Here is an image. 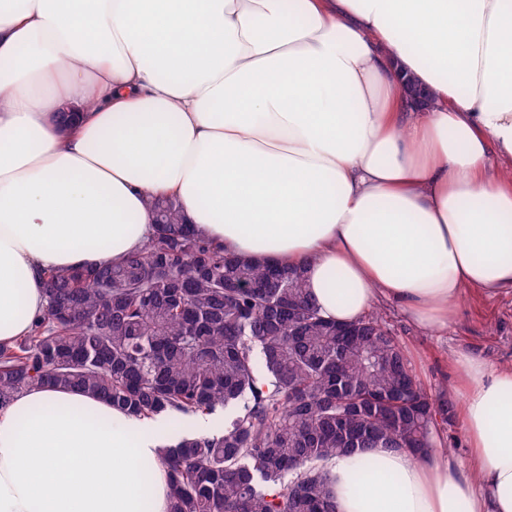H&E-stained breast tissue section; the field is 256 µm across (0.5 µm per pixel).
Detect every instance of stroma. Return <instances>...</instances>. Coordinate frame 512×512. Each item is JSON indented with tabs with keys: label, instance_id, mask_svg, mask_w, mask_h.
I'll use <instances>...</instances> for the list:
<instances>
[{
	"label": "stroma",
	"instance_id": "stroma-1",
	"mask_svg": "<svg viewBox=\"0 0 512 512\" xmlns=\"http://www.w3.org/2000/svg\"><path fill=\"white\" fill-rule=\"evenodd\" d=\"M369 313L383 319L404 347L413 374L432 396L452 397L457 351L472 352L493 365H512V295L466 298L456 323L442 334L415 328L393 305L378 304Z\"/></svg>",
	"mask_w": 512,
	"mask_h": 512
}]
</instances>
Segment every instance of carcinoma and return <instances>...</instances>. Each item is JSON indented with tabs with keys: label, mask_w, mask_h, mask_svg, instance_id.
Segmentation results:
<instances>
[{
	"label": "carcinoma",
	"mask_w": 512,
	"mask_h": 512,
	"mask_svg": "<svg viewBox=\"0 0 512 512\" xmlns=\"http://www.w3.org/2000/svg\"><path fill=\"white\" fill-rule=\"evenodd\" d=\"M118 264L52 272L32 332L0 346V408L52 385L132 416L230 409L219 434L161 448L170 512H336L327 463L366 448L429 451L452 407L378 318L325 319L298 269L215 250L174 198Z\"/></svg>",
	"instance_id": "obj_1"
}]
</instances>
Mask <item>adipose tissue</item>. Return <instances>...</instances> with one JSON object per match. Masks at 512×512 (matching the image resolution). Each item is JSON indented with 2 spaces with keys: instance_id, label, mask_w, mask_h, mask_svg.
Listing matches in <instances>:
<instances>
[{
  "instance_id": "1",
  "label": "adipose tissue",
  "mask_w": 512,
  "mask_h": 512,
  "mask_svg": "<svg viewBox=\"0 0 512 512\" xmlns=\"http://www.w3.org/2000/svg\"><path fill=\"white\" fill-rule=\"evenodd\" d=\"M152 196L225 252L304 269L328 320L386 302L446 330L465 291L512 294V0H0V345L46 271L143 250ZM454 364L466 462L335 458L337 512H512V366ZM188 431L19 394L0 512H169L159 449Z\"/></svg>"
}]
</instances>
